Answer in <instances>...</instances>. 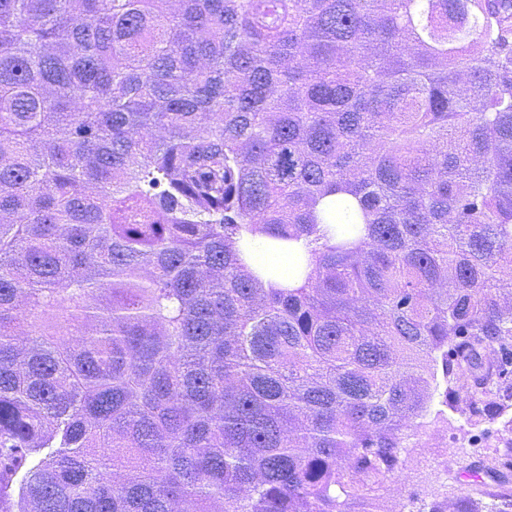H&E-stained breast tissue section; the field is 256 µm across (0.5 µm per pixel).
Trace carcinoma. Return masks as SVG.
<instances>
[{
	"mask_svg": "<svg viewBox=\"0 0 512 512\" xmlns=\"http://www.w3.org/2000/svg\"><path fill=\"white\" fill-rule=\"evenodd\" d=\"M451 379L512 402V0H0V512H378Z\"/></svg>",
	"mask_w": 512,
	"mask_h": 512,
	"instance_id": "1",
	"label": "carcinoma"
}]
</instances>
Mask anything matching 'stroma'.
I'll list each match as a JSON object with an SVG mask.
<instances>
[{"mask_svg":"<svg viewBox=\"0 0 512 512\" xmlns=\"http://www.w3.org/2000/svg\"><path fill=\"white\" fill-rule=\"evenodd\" d=\"M469 385L448 389V418L427 423L408 451L405 469L388 477L381 495L389 504L408 501L412 494L448 498L478 495L482 512L512 498V470L499 478L492 468L503 455L512 456V407L488 416L466 412Z\"/></svg>","mask_w":512,"mask_h":512,"instance_id":"35a3bbf8","label":"stroma"}]
</instances>
